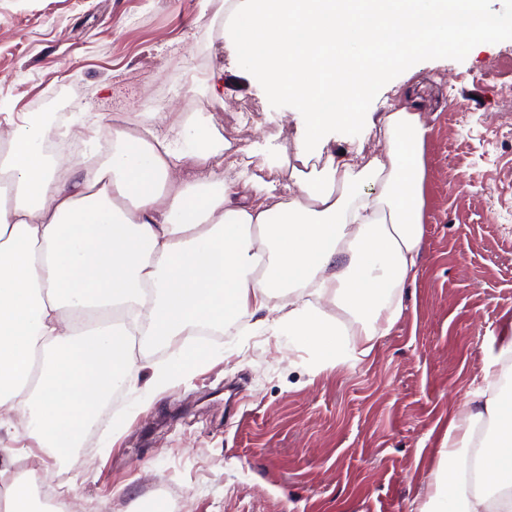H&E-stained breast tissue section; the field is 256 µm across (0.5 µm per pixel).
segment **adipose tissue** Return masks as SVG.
I'll use <instances>...</instances> for the list:
<instances>
[{
	"instance_id": "1",
	"label": "adipose tissue",
	"mask_w": 512,
	"mask_h": 512,
	"mask_svg": "<svg viewBox=\"0 0 512 512\" xmlns=\"http://www.w3.org/2000/svg\"><path fill=\"white\" fill-rule=\"evenodd\" d=\"M240 69L270 78L307 122L290 180L225 178L236 160L174 120L181 149L152 124L113 126L107 148L61 165L54 125L22 119L0 141V433L69 458L98 428L113 388L162 392L211 357L189 344L207 326L273 316L320 368L370 357L401 316L424 237L430 128L417 112L379 118L381 150L307 171L327 128L353 129L388 71L467 49L512 27L486 0H232ZM194 179L180 176L184 168ZM287 299L276 302L278 292ZM353 317L346 332L319 306ZM186 337L164 365L129 355L133 337ZM465 419H449L440 466L418 512H512V327L483 369ZM21 456H0V512H29Z\"/></svg>"
}]
</instances>
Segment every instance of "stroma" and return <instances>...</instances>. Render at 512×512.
Returning <instances> with one entry per match:
<instances>
[{"mask_svg": "<svg viewBox=\"0 0 512 512\" xmlns=\"http://www.w3.org/2000/svg\"><path fill=\"white\" fill-rule=\"evenodd\" d=\"M222 0H0V122L52 123L171 110L258 169L287 165L306 115L238 69ZM512 37L426 54L375 86L365 122L328 129L309 168L373 153L377 118L421 113L427 214L421 269L402 315L364 361L316 370L310 348L268 328H215L214 355L146 400L127 391L119 434L82 438L73 459L22 454L75 512H132L176 495L180 512H416L450 416L467 412L512 323ZM202 109L188 111L190 101Z\"/></svg>", "mask_w": 512, "mask_h": 512, "instance_id": "stroma-1", "label": "stroma"}]
</instances>
